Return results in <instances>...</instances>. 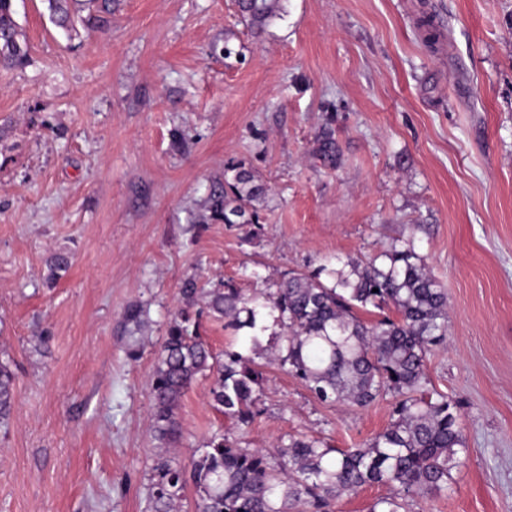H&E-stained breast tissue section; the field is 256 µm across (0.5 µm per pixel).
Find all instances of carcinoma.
<instances>
[{"label":"carcinoma","instance_id":"carcinoma-1","mask_svg":"<svg viewBox=\"0 0 512 512\" xmlns=\"http://www.w3.org/2000/svg\"><path fill=\"white\" fill-rule=\"evenodd\" d=\"M57 23L71 13L92 10L95 0H47ZM284 0H236L247 24L263 30L282 17ZM429 49L445 38L432 19L423 21ZM27 61V46L14 19L12 0H0V68ZM330 167L340 154L330 136L319 145ZM232 177L208 198L210 217L230 226L262 223L254 202L265 194L254 174L230 166ZM186 307L169 323L150 387L156 438L180 435L178 407L200 375L211 379L212 406L239 427L249 426L263 390L256 359L273 351V362L299 379L320 402L365 408L390 395L395 399L388 426L357 448H335L321 440L291 436L275 452L243 448L214 434L189 467L161 457L152 467L151 512H175L193 487L194 512H330L342 495L363 486H386L370 512H401L417 493L447 492L452 469L468 454L457 402L428 389L426 357L448 336V293L427 271L414 239L397 238L366 261L349 258L337 267L321 265L307 274L291 272L264 295L248 296L232 280L207 292L195 308L197 282L185 281ZM378 310L371 321L359 312ZM225 321L234 331L251 330L240 344L216 353L200 332L202 317ZM273 318L280 332L262 346ZM16 375L0 360V424L12 413Z\"/></svg>","mask_w":512,"mask_h":512}]
</instances>
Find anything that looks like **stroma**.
Here are the masks:
<instances>
[{
  "mask_svg": "<svg viewBox=\"0 0 512 512\" xmlns=\"http://www.w3.org/2000/svg\"><path fill=\"white\" fill-rule=\"evenodd\" d=\"M14 9L29 60L0 68V359L17 374L0 512H149V379L185 280L265 292L402 237L448 292L427 373L469 448L408 512H512V0H285L262 32L235 0H112L68 30L46 0ZM426 17L445 33L433 53ZM231 164L266 188L253 238L205 207ZM264 377L242 429L199 377L176 463L216 432L351 448L391 420V399L330 405L278 365Z\"/></svg>",
  "mask_w": 512,
  "mask_h": 512,
  "instance_id": "obj_1",
  "label": "stroma"
}]
</instances>
